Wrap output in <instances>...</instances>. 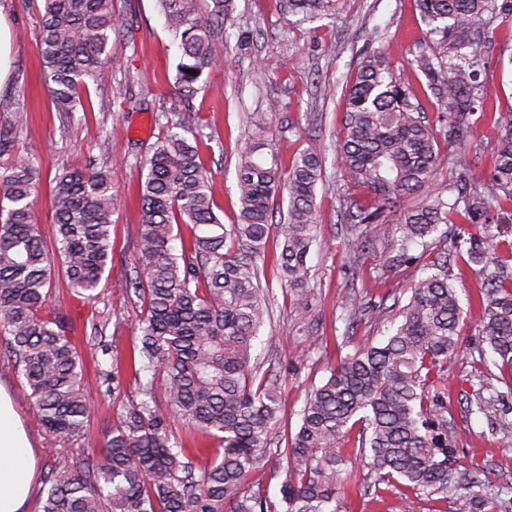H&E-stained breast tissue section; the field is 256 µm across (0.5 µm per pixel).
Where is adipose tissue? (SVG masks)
I'll use <instances>...</instances> for the list:
<instances>
[{
  "mask_svg": "<svg viewBox=\"0 0 512 512\" xmlns=\"http://www.w3.org/2000/svg\"><path fill=\"white\" fill-rule=\"evenodd\" d=\"M35 475L28 434L9 393L0 386V512H25Z\"/></svg>",
  "mask_w": 512,
  "mask_h": 512,
  "instance_id": "obj_1",
  "label": "adipose tissue"
}]
</instances>
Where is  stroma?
I'll return each instance as SVG.
<instances>
[{
	"label": "stroma",
	"instance_id": "stroma-1",
	"mask_svg": "<svg viewBox=\"0 0 512 512\" xmlns=\"http://www.w3.org/2000/svg\"><path fill=\"white\" fill-rule=\"evenodd\" d=\"M40 0H6L4 13L11 30L12 55L8 77L0 83V128L21 125L18 148L35 143L40 171L33 194V210L45 241H52L54 199L52 180L65 167L82 166L99 159L100 142L110 138L107 162L112 188L120 209L112 226V273L107 288L88 301L63 281L53 283V305L68 311L75 324L87 376L108 368L112 359L129 364L138 334L141 308L134 295L137 276L134 243L140 229L139 165L157 137L166 129L158 122L162 112L192 106L198 113L203 136L202 158L211 174L216 212L224 224L236 220L235 183L241 155L251 131L245 113L265 107L268 100L281 103L269 129L271 151L281 165H289L298 150L318 145L324 158L326 181L316 191L321 224L318 241L307 256L309 274L317 292L313 316L317 332L297 334L298 312L280 294L272 324L253 342V355L264 370L277 374L282 385L284 415L289 431H296L308 391L324 382L327 363L351 353L360 342L379 343L387 336L396 309L371 311L369 317L348 327L342 303L348 293L379 300L396 289L408 300L407 288L422 273L420 264L400 273L385 266L386 239H377L363 265L349 270L341 250V180L336 163L337 142L342 137L344 90L366 44L385 48L396 69H409L426 34L417 0H342L335 14L313 20L292 15L285 0H231L224 27L214 40L219 57L205 71L192 98L174 87L178 48L163 25L157 0H114L134 36L112 44V67L103 79L89 83L82 107L70 118L55 112L42 79V62L36 50L40 25ZM334 43L327 53L325 43ZM478 78L491 95L495 111H512V19L497 20L484 50ZM499 132L486 117L470 131V150L450 157L439 174L447 184L451 169L470 167L474 177L487 174L492 165ZM109 318L106 345L111 355L91 345L92 325ZM353 343H344L345 334ZM461 350L448 371V419L460 433L457 446L463 465L476 468L479 490H461L449 500L424 498L405 508L402 492L391 489L376 495L360 462L349 464L347 480L336 484L338 512H470L474 494L499 495L512 512V397L499 381L478 377V367L493 369L495 356L484 347L471 319L462 323ZM105 345V346H106ZM0 384L10 393L31 441L38 465V490H45L50 470L79 450L101 451L112 431L119 403L103 388L92 387L91 412L83 437L63 443L38 427L32 419L29 389L10 367L0 368ZM480 391L490 397L505 394L506 426L493 425L483 415L470 412L461 391Z\"/></svg>",
	"mask_w": 512,
	"mask_h": 512
}]
</instances>
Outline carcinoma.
<instances>
[{
    "instance_id": "1",
    "label": "carcinoma",
    "mask_w": 512,
    "mask_h": 512,
    "mask_svg": "<svg viewBox=\"0 0 512 512\" xmlns=\"http://www.w3.org/2000/svg\"><path fill=\"white\" fill-rule=\"evenodd\" d=\"M36 43L55 110L70 115L88 81L112 63V40L125 37V18L112 0H41ZM165 27L178 42L176 89L216 65L214 33L224 28L228 0H158ZM339 0H288L305 17L330 15ZM429 39L411 75L388 53L364 51L345 88L344 135L337 150L344 186L343 242L357 265L368 246L391 231L390 267L424 261L409 285L401 320L381 344L360 343L329 368L300 413L297 431L272 441L281 413L277 375L252 364L253 341L270 319L260 270L272 262L288 281L302 333L313 335L314 289L306 259L317 242L316 190L324 178L321 152L298 151L287 171L263 159L275 100L251 112L252 139L237 171L239 214L227 226L214 211L208 171L197 147L199 118L187 109L166 116L171 131L150 147L142 165L141 228L134 244V295L142 309L135 370L137 398L115 413L98 455L82 453L52 468L41 512H336L329 487L345 461L341 442L359 428L356 459L377 492L402 486L406 507L422 496L441 499L477 483L476 470L456 457L458 432L448 422V361L460 350L463 309L450 272L453 254L440 225L455 226L454 249L483 275L479 335L512 375V254L493 232L494 213L512 211V112L491 114L499 130L492 169L481 182L458 167L438 182L447 157L467 145L477 111L489 97L474 85L491 23L512 16V0H418ZM454 54H448V45ZM426 80L438 116L430 122L415 91ZM16 125L0 132V363L25 380L37 423L54 438L83 436L90 414L82 356L70 314L51 304L61 279L87 300L98 298L112 271V192L107 162L64 168L54 178V250L44 242L30 198L39 180L36 144L15 150ZM288 190V214L273 223V202ZM412 204L394 215L395 199ZM190 229L180 249V225ZM420 247L417 255L411 253ZM112 395L126 396L120 367L103 372ZM221 442L223 453L172 438L156 400ZM477 412L501 417L497 401L475 394ZM276 456L285 479L279 496L246 487L260 457Z\"/></svg>"
}]
</instances>
